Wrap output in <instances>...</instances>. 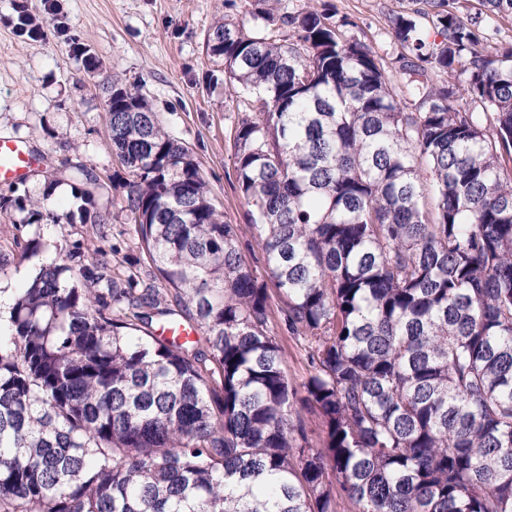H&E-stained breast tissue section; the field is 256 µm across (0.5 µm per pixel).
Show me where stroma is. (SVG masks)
Returning <instances> with one entry per match:
<instances>
[{
	"label": "stroma",
	"mask_w": 512,
	"mask_h": 512,
	"mask_svg": "<svg viewBox=\"0 0 512 512\" xmlns=\"http://www.w3.org/2000/svg\"><path fill=\"white\" fill-rule=\"evenodd\" d=\"M44 10V0H0V135L22 141L37 157L26 185L41 195L42 169L69 163L118 174L98 199L118 213L128 179L105 133L106 100L113 79L138 87L164 127L198 162L224 220L243 221L246 209L233 186L232 130L238 119L234 90L205 42L222 17L249 21L252 0H59L57 24L43 39L19 35L16 7ZM330 5L350 20L349 33L369 42L386 60L401 46L391 20L412 13L414 0H279L284 12ZM42 246L28 259L12 260L0 288L15 291L41 265L60 258L68 229L36 227Z\"/></svg>",
	"instance_id": "35a3bbf8"
}]
</instances>
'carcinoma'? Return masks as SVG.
<instances>
[{
    "label": "carcinoma",
    "mask_w": 512,
    "mask_h": 512,
    "mask_svg": "<svg viewBox=\"0 0 512 512\" xmlns=\"http://www.w3.org/2000/svg\"><path fill=\"white\" fill-rule=\"evenodd\" d=\"M479 4L395 16L389 66L325 8L218 20L245 224L119 83L136 253L97 261L114 216L92 167L63 211L57 179L0 193L19 256L34 224L78 235L0 321V512H512V45L484 33L512 0ZM242 245V251L246 254L251 269L253 270V273L259 279H264L265 281L270 283V279L268 278L266 273V267L264 264L262 252L260 248L257 246L254 238H252L250 234H247V236L244 238L242 242ZM268 286L269 288H273V285L271 283L268 284ZM282 336L281 343L288 347V374L291 378L300 381L305 373V365L303 361V352L298 350L294 342L288 338V334L285 332L279 333Z\"/></svg>",
    "instance_id": "1"
}]
</instances>
